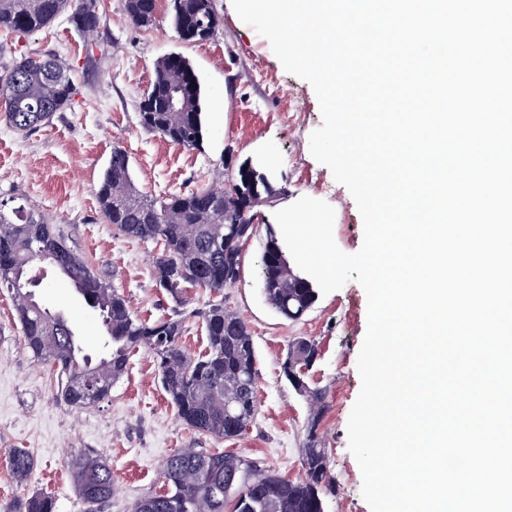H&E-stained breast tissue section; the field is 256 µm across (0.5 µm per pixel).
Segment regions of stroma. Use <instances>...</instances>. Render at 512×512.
<instances>
[{
	"instance_id": "35a3bbf8",
	"label": "stroma",
	"mask_w": 512,
	"mask_h": 512,
	"mask_svg": "<svg viewBox=\"0 0 512 512\" xmlns=\"http://www.w3.org/2000/svg\"><path fill=\"white\" fill-rule=\"evenodd\" d=\"M220 26L203 42L179 39L161 0L155 25L135 27L121 0H98L101 25L93 35L77 32L66 17L40 31L0 32V66L21 55L54 52L71 66L76 94L69 108L36 129L19 133L7 124L0 100V201L23 199L57 224L69 244L129 300L142 319L162 317L166 302L153 281V262L162 246L124 237L107 224L96 190L113 149L124 150L138 189L163 196L221 186L229 170L246 160L262 165L281 194L257 208L260 221L244 242L239 279L226 287L224 306L248 325L256 351L258 412L237 439L225 441L188 427L168 402L148 348L130 355L111 394L96 405L73 410L57 396L59 378L49 364L25 349L9 295L0 293V512L33 493L55 500V512H85L65 461L90 451L112 466L113 492L104 512H132L134 503L161 487L163 461L184 448L234 453L280 476L303 477L301 457L312 414L288 384L282 363L296 338L314 339L319 357L305 374L327 389L329 407L318 427L328 450L336 492L325 512H371L362 496V473L348 449L347 423L362 382L357 368L368 328V297L355 280L319 295L297 321L277 314L263 293L261 256L274 213L308 196L335 210L333 237L345 253L364 243V222L349 189L310 152V135L322 124L312 85L286 72L267 38L237 16L231 0H214ZM178 53L190 61L204 91L206 137L202 149L187 150L145 130L137 104L160 60ZM38 301L63 314L98 350L103 331L97 314L52 269H44ZM184 347L204 353L207 338L195 318L212 295L188 289ZM28 450L35 459L24 486L11 477L8 453ZM62 473L58 482L49 475Z\"/></svg>"
}]
</instances>
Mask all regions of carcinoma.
<instances>
[{"mask_svg": "<svg viewBox=\"0 0 512 512\" xmlns=\"http://www.w3.org/2000/svg\"><path fill=\"white\" fill-rule=\"evenodd\" d=\"M172 23L183 41H205L218 30L214 0H171ZM159 0H122L131 23L148 28L156 22ZM69 13L75 30L98 29L97 0H0V31L33 33ZM178 92L179 107L167 109L168 93ZM75 85L70 68L57 54L28 56L0 71V96L5 99V120L27 133L71 104ZM204 91L190 62L178 53L163 58L155 77L138 103L141 125L185 149H201L204 142ZM237 175L245 190L267 200L279 191L268 175L244 161ZM99 212L106 223L125 237L159 241L163 245L153 266L156 287L170 299V313L155 321L134 316L129 301L110 280L98 274L68 244L44 215L18 205L6 210L0 203V290L14 296L24 344L38 361L49 363L61 376L60 396L80 410L107 398L125 373L131 351L143 345L154 354L161 385L181 420L200 434L224 440L240 436L258 411L255 387L256 353L251 332L239 317L213 300L199 311L208 350L189 353L181 343L184 294L192 286L214 293L238 279L241 247L254 232L253 210L215 189H194L163 197L141 192L132 179L130 160L115 148L96 191ZM61 268L91 308L99 312L107 336L97 358L82 351L71 322L38 301H29L35 286L36 264ZM288 249L273 227H268L261 257L263 291L268 304L287 320L301 319L314 305L318 292L312 282L295 272L288 275ZM288 352L302 362L318 356L315 340L299 337ZM299 394L316 408L308 428L302 468L305 476L293 481L262 471L238 455L188 448L164 461L160 477L164 490L135 504L134 512H325L326 494L334 492L327 479V452L317 435L327 392L303 385ZM232 414H227V404ZM15 482L27 484L35 461L28 450L13 448L8 456ZM73 487L87 504V512H101L112 498L109 461L86 452L66 460ZM13 512H54L49 496L34 493L19 501Z\"/></svg>", "mask_w": 512, "mask_h": 512, "instance_id": "1", "label": "carcinoma"}]
</instances>
